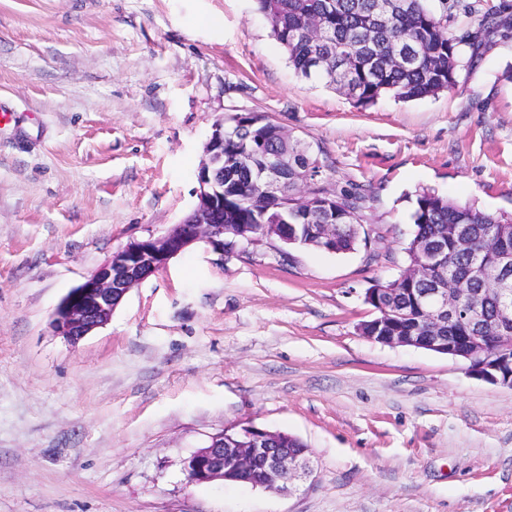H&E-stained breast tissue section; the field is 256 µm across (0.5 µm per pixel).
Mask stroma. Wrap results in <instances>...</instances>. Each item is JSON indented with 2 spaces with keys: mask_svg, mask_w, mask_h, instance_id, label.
Returning <instances> with one entry per match:
<instances>
[{
  "mask_svg": "<svg viewBox=\"0 0 512 512\" xmlns=\"http://www.w3.org/2000/svg\"><path fill=\"white\" fill-rule=\"evenodd\" d=\"M455 89L365 109L298 75L254 0H0V512H512V389L362 336L415 192L512 213V34ZM271 115L363 188L353 250L195 244L70 344L52 315L196 206L216 120ZM308 448L291 492L190 483L213 434Z\"/></svg>",
  "mask_w": 512,
  "mask_h": 512,
  "instance_id": "1",
  "label": "stroma"
}]
</instances>
